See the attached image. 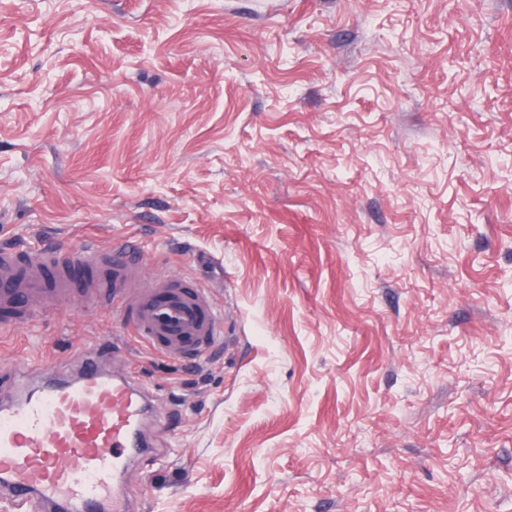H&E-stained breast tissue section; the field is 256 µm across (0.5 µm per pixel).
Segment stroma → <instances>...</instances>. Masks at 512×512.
<instances>
[{"mask_svg": "<svg viewBox=\"0 0 512 512\" xmlns=\"http://www.w3.org/2000/svg\"><path fill=\"white\" fill-rule=\"evenodd\" d=\"M118 237L228 344L76 294L0 387L114 350L138 512H512V0H0V245Z\"/></svg>", "mask_w": 512, "mask_h": 512, "instance_id": "1", "label": "stroma"}]
</instances>
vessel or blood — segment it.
Wrapping results in <instances>:
<instances>
[{"mask_svg": "<svg viewBox=\"0 0 512 512\" xmlns=\"http://www.w3.org/2000/svg\"><path fill=\"white\" fill-rule=\"evenodd\" d=\"M139 246L124 238L109 248L0 246V330L25 324L32 307H49L86 279L104 303L121 305L132 334L152 350L197 358L220 334L211 292L166 274L142 282ZM102 354L85 356L76 373L56 366L16 369L14 391L0 398V500L36 502L41 512H132L124 479L152 451L146 390L107 371Z\"/></svg>", "mask_w": 512, "mask_h": 512, "instance_id": "obj_1", "label": "vessel or blood"}]
</instances>
